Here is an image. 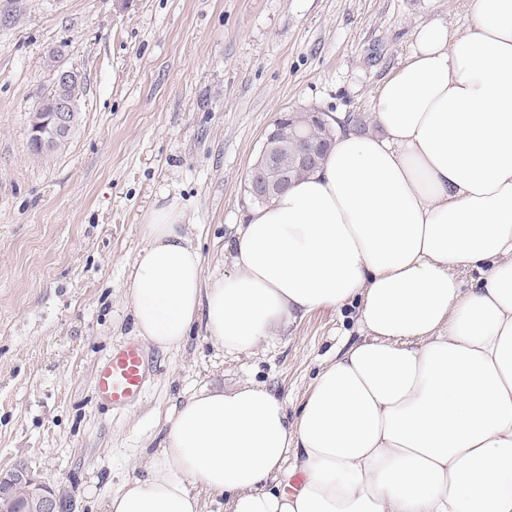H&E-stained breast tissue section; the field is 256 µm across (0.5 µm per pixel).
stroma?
Returning a JSON list of instances; mask_svg holds the SVG:
<instances>
[{
  "instance_id": "obj_1",
  "label": "stroma",
  "mask_w": 512,
  "mask_h": 512,
  "mask_svg": "<svg viewBox=\"0 0 512 512\" xmlns=\"http://www.w3.org/2000/svg\"><path fill=\"white\" fill-rule=\"evenodd\" d=\"M435 20L463 27L461 0H0V469L27 461L73 512H106L195 391L254 381L296 416L328 350L358 338L355 309L313 311L249 355L195 325L181 349L150 350L138 404L98 407L97 364L136 339L142 226L178 198L205 275L229 270L278 113L371 115ZM61 69L82 81L80 123L37 153L30 115Z\"/></svg>"
}]
</instances>
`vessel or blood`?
<instances>
[{"label": "vessel or blood", "instance_id": "vessel-or-blood-1", "mask_svg": "<svg viewBox=\"0 0 512 512\" xmlns=\"http://www.w3.org/2000/svg\"><path fill=\"white\" fill-rule=\"evenodd\" d=\"M147 377L146 355L139 345L114 346L96 369V396L101 403L115 409L130 407L141 399Z\"/></svg>", "mask_w": 512, "mask_h": 512}]
</instances>
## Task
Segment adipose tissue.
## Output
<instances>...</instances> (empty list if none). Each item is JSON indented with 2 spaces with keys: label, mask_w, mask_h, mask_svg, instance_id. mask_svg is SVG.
Masks as SVG:
<instances>
[{
  "label": "adipose tissue",
  "mask_w": 512,
  "mask_h": 512,
  "mask_svg": "<svg viewBox=\"0 0 512 512\" xmlns=\"http://www.w3.org/2000/svg\"><path fill=\"white\" fill-rule=\"evenodd\" d=\"M421 27L373 97L377 131L263 205L204 275L178 201L149 212L129 275L136 336L225 352L317 309L357 306L296 417L248 382L167 417L145 477L106 512H512V0ZM476 273L472 285L462 277Z\"/></svg>",
  "instance_id": "adipose-tissue-1"
}]
</instances>
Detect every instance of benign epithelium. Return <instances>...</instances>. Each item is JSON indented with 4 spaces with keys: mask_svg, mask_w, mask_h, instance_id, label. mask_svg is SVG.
I'll return each mask as SVG.
<instances>
[{
    "mask_svg": "<svg viewBox=\"0 0 512 512\" xmlns=\"http://www.w3.org/2000/svg\"><path fill=\"white\" fill-rule=\"evenodd\" d=\"M68 103L62 101L59 108L46 116L41 111L32 115L31 135L41 140L42 146L49 145L47 131H59L67 125ZM304 145L299 149L301 163L312 166L318 162L325 141L315 144L302 135ZM288 153V128L273 129L265 134L260 157L253 168L247 191L257 199L269 198L287 188L288 167L282 157ZM0 512H66L63 496L43 482L34 471L25 466L15 465L0 471Z\"/></svg>",
    "mask_w": 512,
    "mask_h": 512,
    "instance_id": "7a95c632",
    "label": "benign epithelium"
}]
</instances>
